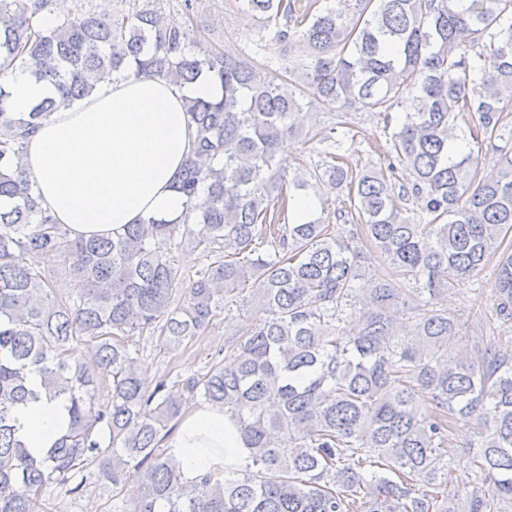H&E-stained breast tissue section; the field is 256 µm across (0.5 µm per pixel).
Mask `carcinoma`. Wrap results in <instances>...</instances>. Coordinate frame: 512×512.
Returning a JSON list of instances; mask_svg holds the SVG:
<instances>
[{
    "label": "carcinoma",
    "mask_w": 512,
    "mask_h": 512,
    "mask_svg": "<svg viewBox=\"0 0 512 512\" xmlns=\"http://www.w3.org/2000/svg\"><path fill=\"white\" fill-rule=\"evenodd\" d=\"M0 0V59L35 66L49 93L27 112L0 86V512H38L48 488L96 466L113 486L135 478L124 512H504L512 506V349L467 333L431 299L498 256L496 318L512 322V155L478 179L482 155L512 113V0H232L288 47L284 73L234 50L189 49L163 0ZM56 24L43 29V13ZM205 79L218 97L186 101L196 129L177 189L180 221L149 217L106 238L72 240L42 209L21 168L25 139L89 97L99 73ZM411 109L398 118L394 106ZM307 108L382 115L385 162L351 167L328 142L310 166L279 159L308 135ZM472 142H467L466 138ZM328 180L349 209L304 223L295 198ZM186 243L205 259L183 271ZM381 259L414 284L357 285ZM84 283L57 294L45 264ZM428 294L429 299L414 298ZM246 307L234 363L186 381L224 408L248 449L243 462L194 482L160 452L181 416L180 391L142 384L128 341L156 336L176 351L228 304ZM357 318L355 333L343 315ZM411 320L401 329L398 320ZM45 392L68 402L66 432L34 457L15 408ZM108 398L99 399L100 387ZM425 393L431 409L420 408ZM483 426L476 483L448 491V439ZM350 449L351 454L343 451Z\"/></svg>",
    "instance_id": "carcinoma-1"
}]
</instances>
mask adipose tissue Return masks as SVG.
Listing matches in <instances>:
<instances>
[{
    "label": "adipose tissue",
    "mask_w": 512,
    "mask_h": 512,
    "mask_svg": "<svg viewBox=\"0 0 512 512\" xmlns=\"http://www.w3.org/2000/svg\"><path fill=\"white\" fill-rule=\"evenodd\" d=\"M16 111L48 92L29 71L1 68ZM185 89L154 78L102 74L87 99L52 114L27 140L24 168L43 209L71 239L109 236L148 217L180 219L186 200L176 189L190 154ZM18 435L43 455L65 431L64 399L38 398L16 408ZM187 481L223 472L247 451L222 407L186 405L164 440Z\"/></svg>",
    "instance_id": "ef3b65f1"
}]
</instances>
